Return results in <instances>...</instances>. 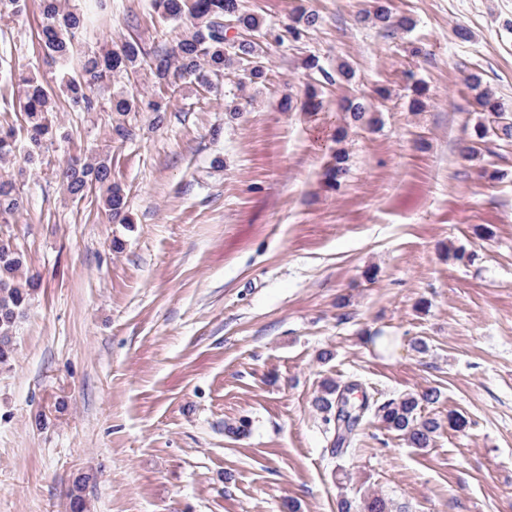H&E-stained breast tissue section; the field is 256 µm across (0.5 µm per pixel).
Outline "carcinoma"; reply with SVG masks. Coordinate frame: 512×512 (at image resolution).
I'll return each mask as SVG.
<instances>
[{
  "label": "carcinoma",
  "mask_w": 512,
  "mask_h": 512,
  "mask_svg": "<svg viewBox=\"0 0 512 512\" xmlns=\"http://www.w3.org/2000/svg\"><path fill=\"white\" fill-rule=\"evenodd\" d=\"M42 29L40 53L44 63H60L67 67L77 65V72L64 73L58 88L48 89L31 74H19L23 85L18 100L23 125L0 123V166L10 164L18 155H23L27 165L41 161L45 142L57 135V112L59 99H64L74 112H98L101 102L94 90L118 74L128 77L146 62L152 69L159 91L167 92L179 80H194L202 85H211V78L224 76V70H242L248 82L255 83L266 76L262 47L251 40L257 35L265 36L269 29L263 19L242 10L240 0H155V7L168 19L186 21L184 34L175 45L164 52L153 54L145 50L134 39L124 41L118 48L105 46L96 51L83 52L75 42L76 33L86 27L87 13L70 0H40ZM384 29L407 30L412 21L392 12L390 0H372L370 9L360 17ZM319 21L318 14L303 6L290 17L284 30L293 39L300 38ZM234 30L245 38H231L228 31ZM305 66L317 71L321 84L349 81L353 74L346 64L334 70L318 65L314 57L305 61ZM469 88L475 92V100L487 116V122L475 128L474 146L465 149L463 157L470 158L475 145L489 136L504 141L512 140V117L504 112L499 99L491 88L483 84L477 74L468 77ZM106 104L116 116L111 132L119 141L134 137V127L127 117L139 111L140 100L134 92L109 93ZM343 120L347 124H362L367 115V106L358 99H346L341 104ZM27 133V143L20 145L19 131ZM348 156L338 148L333 164L326 177L332 186L340 185L348 172ZM56 178L66 192L74 198H83L93 189L104 190L103 205L109 216L128 224L131 218L127 211V197L123 188L112 179V156L108 153H92L84 158H74L55 171ZM23 206V197L17 179L0 176V219L14 214ZM40 287L37 276L25 272L24 256L9 236H0V370L12 365L15 355L14 329L30 300ZM359 387L357 383L344 386L334 381L322 384L321 395L314 405L323 413L326 424L333 427L336 439L334 446L340 448L352 442V435L365 413L374 411L383 426L397 433L413 448H427L434 440L440 423L434 419H423L418 414L423 402L436 403L440 392L428 389L421 395L405 394L390 398L381 404L364 401L353 402L354 409L343 404L345 395ZM86 478L78 477L69 491L70 512H87L84 490Z\"/></svg>",
  "instance_id": "cac0c4a2"
}]
</instances>
